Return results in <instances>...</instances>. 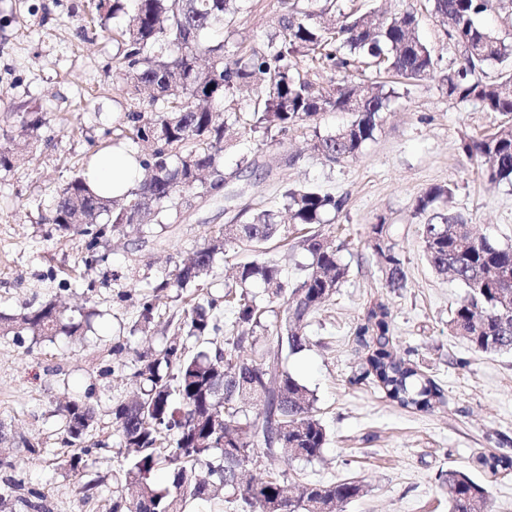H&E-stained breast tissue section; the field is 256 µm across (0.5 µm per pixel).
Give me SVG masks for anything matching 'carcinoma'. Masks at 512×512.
I'll list each match as a JSON object with an SVG mask.
<instances>
[{
	"label": "carcinoma",
	"instance_id": "carcinoma-1",
	"mask_svg": "<svg viewBox=\"0 0 512 512\" xmlns=\"http://www.w3.org/2000/svg\"><path fill=\"white\" fill-rule=\"evenodd\" d=\"M238 0H97L92 4L98 24L121 13L129 14L115 36L122 52L114 58L121 91L131 103L150 91V111L133 107L116 139L139 145L142 177L120 198H103L78 176L58 191L49 223L67 234L85 238L81 261L93 268L104 256L99 248L106 236L134 231L151 233L143 216L155 224L178 218L192 198L218 195L226 181L220 154L229 127L244 131L263 128L286 134L313 126L325 112H347L351 120L334 132L314 131V149L330 163L356 156L374 139L380 114L393 90L382 81L355 84L352 78L371 69L387 73L407 85L431 77L439 58L417 32L416 15L405 12L382 25L369 12L346 13L338 0H293L273 17V32L261 44H241L231 54L225 39L213 38L219 26L235 32ZM431 11L448 24L445 35L458 55L446 77L448 98L478 101L486 112L504 117L494 131L460 140V149L481 161L491 184L512 183V72L487 76L486 68L512 59V42L498 38L476 20L496 9L498 0H428ZM310 66L303 69L301 61ZM339 74L335 84L317 87L310 74ZM252 93L245 106L238 92ZM42 115L22 117L20 137L4 134L0 168L41 140ZM450 186H433L420 195L415 211L424 214L449 202ZM291 223L304 227L298 246L310 262L300 266L293 281L283 279L277 261L264 258L237 263L235 286L224 295L206 294L177 325V336L158 351L137 355L133 377L139 391L112 408L119 445L129 449L120 470L118 496L112 512H186L197 500L219 499L234 512H265L277 499L286 472L271 473L245 495L233 485L235 472L263 449L266 462H311L321 456L328 435L314 414L313 393L283 366V353H296L306 344L307 319L336 292L348 275L339 248L319 225L340 211L343 197L312 187H291L284 194ZM439 223L421 225L424 253L438 274L451 273L467 288L448 327L478 353L512 351V301H505L501 279L512 274V248H501L485 237L461 229L459 215L436 214ZM374 245L393 291L406 285L404 264L396 243L381 221L372 227ZM281 234L278 211L265 205L237 224H226L193 251L173 271L156 277L153 293L142 298L140 323H153L154 294L200 288L211 276L217 257L230 250L249 251ZM259 284V296L251 287ZM283 302V311L275 303ZM234 320L224 322V306ZM389 311L376 302L356 329L358 342L369 354L351 383L374 376L386 396L406 408L428 410L442 399L433 380L393 355ZM91 328L65 320L53 302H44L17 315L0 313V333H32L42 339L74 336ZM199 350L190 353L188 340ZM252 354H247V351ZM65 443L86 442L96 424V411L82 400L60 407ZM480 464L496 475L512 470V458L481 455ZM165 467L172 490L155 487L153 474ZM449 512H484L488 490L470 474H446ZM303 489L288 512H326L362 493L354 480L328 484L299 482Z\"/></svg>",
	"mask_w": 512,
	"mask_h": 512
}]
</instances>
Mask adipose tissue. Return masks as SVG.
I'll list each match as a JSON object with an SVG mask.
<instances>
[{
    "label": "adipose tissue",
    "instance_id": "1",
    "mask_svg": "<svg viewBox=\"0 0 512 512\" xmlns=\"http://www.w3.org/2000/svg\"><path fill=\"white\" fill-rule=\"evenodd\" d=\"M140 168L124 147L99 153L85 172L89 188L103 197L121 195L137 183Z\"/></svg>",
    "mask_w": 512,
    "mask_h": 512
}]
</instances>
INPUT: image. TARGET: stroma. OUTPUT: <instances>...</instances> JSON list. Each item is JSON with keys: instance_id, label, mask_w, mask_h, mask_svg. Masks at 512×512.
<instances>
[{"instance_id": "stroma-1", "label": "stroma", "mask_w": 512, "mask_h": 512, "mask_svg": "<svg viewBox=\"0 0 512 512\" xmlns=\"http://www.w3.org/2000/svg\"><path fill=\"white\" fill-rule=\"evenodd\" d=\"M424 2L341 0L346 10L415 12L420 37L441 59L436 76L397 86L374 140L356 159L331 164L312 149L314 133L347 122L342 112L323 114L315 132L270 139L229 131L221 158L228 182L220 196L193 200L151 237L110 236L105 261L88 270L80 262L83 238L59 233L47 218L59 187L83 174L130 108L118 90L117 45L108 33L126 18L102 28L87 16L89 0H0V127L17 126L23 112L49 119L42 143L0 173V311L18 314L52 300L74 319L98 312L84 336L49 342L28 333L0 335V480L12 476L39 491L48 512H109L122 460L112 407L136 389L137 354L170 340L197 291L184 290L178 301L162 295L160 317L146 333L135 329L141 296L161 270L181 265L244 207L276 205L285 188L312 186L347 199L323 230L342 243L349 272L308 318L305 348L284 361L313 392L329 433L320 458L286 465V486L351 479L364 493L343 512H448L443 477L459 469L488 486L487 512H512V474L494 476L476 463L483 453L512 456V355L474 352L449 331L466 288L429 266L420 233L426 218L414 210L428 188L451 186L450 213L498 246L512 247V184L487 185L476 161L458 148L461 137L480 136L502 118L476 101L448 98L442 77L458 56ZM277 6L278 0H246L227 50L261 40ZM381 220L405 264L406 286L395 292L372 249V226ZM377 301L389 308L394 353L444 392L430 410L401 408L373 381H351L366 355L356 328ZM73 399L96 408L93 437L101 442L79 471L67 464L75 450L64 443L58 415ZM92 480L98 488L85 494Z\"/></svg>"}]
</instances>
